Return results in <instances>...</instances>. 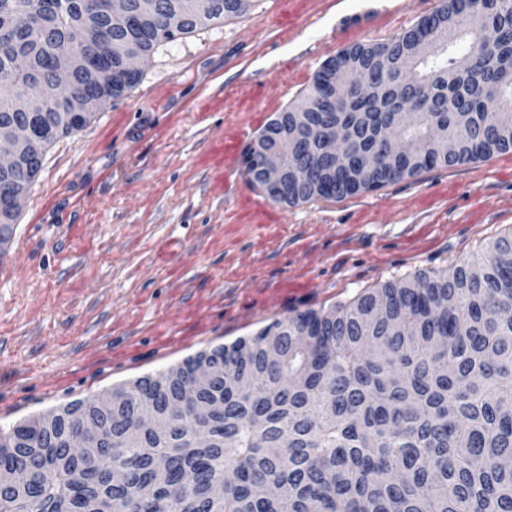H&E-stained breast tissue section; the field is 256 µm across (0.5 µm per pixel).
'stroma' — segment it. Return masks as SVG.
<instances>
[{
  "instance_id": "obj_1",
  "label": "stroma",
  "mask_w": 512,
  "mask_h": 512,
  "mask_svg": "<svg viewBox=\"0 0 512 512\" xmlns=\"http://www.w3.org/2000/svg\"><path fill=\"white\" fill-rule=\"evenodd\" d=\"M443 4L253 0L159 47L135 88L58 139L0 254V427L296 312L452 269L511 232L512 151L296 206L266 199L245 171L260 130L329 58ZM218 139L220 193L204 163ZM204 300L203 331L174 341V319Z\"/></svg>"
}]
</instances>
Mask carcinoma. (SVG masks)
<instances>
[{"mask_svg": "<svg viewBox=\"0 0 512 512\" xmlns=\"http://www.w3.org/2000/svg\"><path fill=\"white\" fill-rule=\"evenodd\" d=\"M466 0L443 8L391 40L352 46L328 60L303 104L319 128H336L355 158L375 156L372 181L354 163L325 183L302 180L273 201L297 205L378 190L436 166L487 159L512 151V0H480L487 13L471 21ZM205 23H222L243 10L238 0H197ZM157 24L125 28L106 14L89 15L77 0H0V117L15 99L37 91L47 102L41 147L78 130L64 121L65 95L52 81L62 57L88 60L71 87L108 102L124 96L143 72L124 67L113 45L142 59L202 23L164 0ZM103 39L85 44L86 26ZM448 27V40L410 60L416 46ZM474 54L472 66L457 69ZM22 57L25 66L6 61ZM372 88L369 96L333 98L329 76ZM296 107L277 113L245 157L250 181L261 189L256 146L271 138L287 149L316 146L288 139ZM394 112L409 113L397 129L403 152L383 156L378 134ZM468 114L460 125L456 113ZM449 136L456 152L428 151ZM512 232L488 253L450 271L420 272L367 288L327 309L276 320L249 339L218 347L224 394V432L196 421L188 406L172 430L140 426L147 411L165 414L192 383L202 351L167 373L130 382L137 392L108 416L92 399L75 400L0 428V468L22 474L0 492V512H512ZM276 346L279 360L265 349ZM101 424L96 458L69 448L77 425ZM224 483V499L210 496ZM286 485L288 498L266 497L264 487Z\"/></svg>", "mask_w": 512, "mask_h": 512, "instance_id": "1", "label": "carcinoma"}]
</instances>
